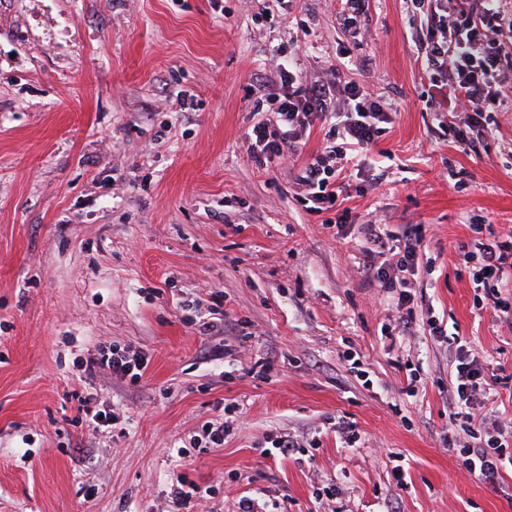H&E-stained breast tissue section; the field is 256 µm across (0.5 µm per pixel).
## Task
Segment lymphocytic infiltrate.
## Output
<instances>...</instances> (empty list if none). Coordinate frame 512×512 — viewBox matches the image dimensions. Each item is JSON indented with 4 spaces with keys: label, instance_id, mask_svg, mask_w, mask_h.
Masks as SVG:
<instances>
[{
    "label": "lymphocytic infiltrate",
    "instance_id": "lymphocytic-infiltrate-1",
    "mask_svg": "<svg viewBox=\"0 0 512 512\" xmlns=\"http://www.w3.org/2000/svg\"><path fill=\"white\" fill-rule=\"evenodd\" d=\"M434 22L421 43L425 49L426 74L438 98L426 106L441 112L454 108L460 126L453 136L471 146L487 139L492 114L512 95V62L503 63L504 40L512 41V17L501 10V0H434ZM261 101L266 102L272 121L250 125L245 134L247 151L259 166L282 164L288 157H302L297 177L305 186L308 210L314 214L335 212L337 224L348 221L349 210H338L337 202L346 188L342 172L361 166L362 154L375 145L390 112L372 90L334 77L309 80L295 62L280 64L274 78L262 81ZM326 132L316 152H301L314 126ZM367 243L364 268L374 271L380 288L397 294L401 311L395 328L410 335L425 324L432 341L455 347L454 378L448 386L451 425L457 433L459 454L465 468L479 480L492 483L501 471L512 466V417L485 409L486 368L467 341L446 325L427 317L418 321L410 308L407 273L417 265L426 228L421 224L401 227L403 249L395 261H387L386 244L393 239L387 225L373 221L362 227ZM460 261L469 269L474 285V303L492 308L500 319L512 324V295L502 287L512 283V231L488 242L474 241L471 249L460 250ZM148 365L147 357L128 348L112 347L86 363L88 373L106 372L138 380Z\"/></svg>",
    "mask_w": 512,
    "mask_h": 512
}]
</instances>
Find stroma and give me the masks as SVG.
<instances>
[{"mask_svg":"<svg viewBox=\"0 0 512 512\" xmlns=\"http://www.w3.org/2000/svg\"><path fill=\"white\" fill-rule=\"evenodd\" d=\"M265 4L0 0V512H165L182 471L202 489L190 512H512V473L479 480L448 438L453 346L383 336L397 310L356 225H425L416 315L467 339L494 375L489 408L512 412V325L474 307L458 259L512 229V101L463 149L425 106L429 10L371 0L356 39L339 0L255 22ZM282 50L393 108L339 231L306 210L297 168L246 152L248 90ZM208 311L223 334L199 331ZM113 346L148 357L139 381L85 372ZM81 395L116 424L80 422ZM228 405L223 447H195ZM342 416L354 446L330 427ZM286 431L320 444L270 452Z\"/></svg>","mask_w":512,"mask_h":512,"instance_id":"35a3bbf8","label":"stroma"}]
</instances>
